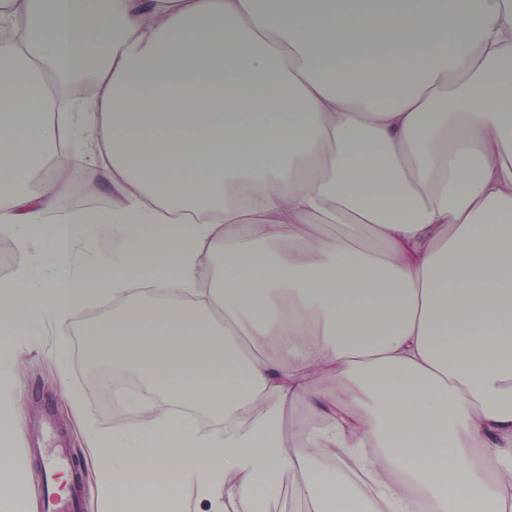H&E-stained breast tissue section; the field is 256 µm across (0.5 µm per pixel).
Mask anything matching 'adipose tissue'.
<instances>
[{"mask_svg": "<svg viewBox=\"0 0 512 512\" xmlns=\"http://www.w3.org/2000/svg\"><path fill=\"white\" fill-rule=\"evenodd\" d=\"M77 133L126 239L91 280L104 217L56 175ZM18 224L63 272L0 292V324L111 295L87 341L161 401L94 434L100 512L183 486L264 512L285 474L311 512H512V0H0ZM331 447L364 449L370 492Z\"/></svg>", "mask_w": 512, "mask_h": 512, "instance_id": "obj_1", "label": "adipose tissue"}]
</instances>
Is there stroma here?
Segmentation results:
<instances>
[{
  "label": "stroma",
  "mask_w": 512,
  "mask_h": 512,
  "mask_svg": "<svg viewBox=\"0 0 512 512\" xmlns=\"http://www.w3.org/2000/svg\"><path fill=\"white\" fill-rule=\"evenodd\" d=\"M28 271L32 282L40 283L56 276L54 254L44 246L36 251H22L14 238L0 230V284L14 282L20 271ZM111 302L98 297L77 308L64 324L45 321L29 335H7L11 347L9 373L20 395L21 420L15 438L10 439L9 454L22 466L25 495L18 512H30L37 490L39 466L27 451L24 438L42 429L43 409H50L76 456L86 485H93L91 439L95 432L111 430L115 408H123L131 422H139L141 413L130 410V392L107 387L104 400L93 394L96 375L104 360L90 357L88 349H76L78 335L100 321L112 317ZM78 390L83 394L79 409H72L66 395Z\"/></svg>",
  "instance_id": "stroma-1"
}]
</instances>
